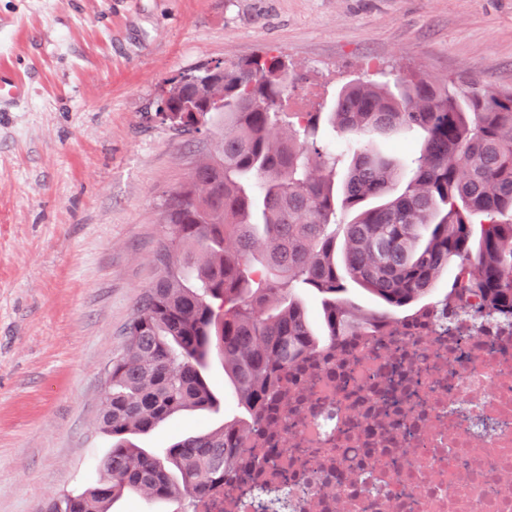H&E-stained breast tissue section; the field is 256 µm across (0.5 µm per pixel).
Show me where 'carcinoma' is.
<instances>
[{
	"mask_svg": "<svg viewBox=\"0 0 512 512\" xmlns=\"http://www.w3.org/2000/svg\"><path fill=\"white\" fill-rule=\"evenodd\" d=\"M284 68L266 53L222 75L193 70L164 91L157 112L175 114V130L219 125L220 138L161 204L154 278L110 361L99 479L36 512H109L126 490L192 512L223 491L278 374L388 316L357 313L343 297L349 282L412 308L453 263L458 296L512 309V89L463 88L411 70L391 85L356 79L336 96L328 121L337 137L324 147L321 113L282 111ZM411 129L424 139L408 165L369 147ZM298 285L321 297L322 339L293 294ZM213 352L245 416L160 453L134 444L177 413L215 405L204 375Z\"/></svg>",
	"mask_w": 512,
	"mask_h": 512,
	"instance_id": "obj_1",
	"label": "carcinoma"
}]
</instances>
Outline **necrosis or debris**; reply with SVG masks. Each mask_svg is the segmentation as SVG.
<instances>
[{
	"mask_svg": "<svg viewBox=\"0 0 512 512\" xmlns=\"http://www.w3.org/2000/svg\"><path fill=\"white\" fill-rule=\"evenodd\" d=\"M448 303L289 370L219 512H512V313Z\"/></svg>",
	"mask_w": 512,
	"mask_h": 512,
	"instance_id": "1",
	"label": "necrosis or debris"
}]
</instances>
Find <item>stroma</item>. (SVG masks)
<instances>
[{
	"label": "stroma",
	"mask_w": 512,
	"mask_h": 512,
	"mask_svg": "<svg viewBox=\"0 0 512 512\" xmlns=\"http://www.w3.org/2000/svg\"><path fill=\"white\" fill-rule=\"evenodd\" d=\"M288 58V112L329 111L348 81L399 63L512 87V0H0V66L26 85L0 112V512L83 487L108 439L107 369L153 278L160 204L202 144L157 115L204 65ZM219 401L135 436L169 447L238 416Z\"/></svg>",
	"instance_id": "stroma-1"
}]
</instances>
